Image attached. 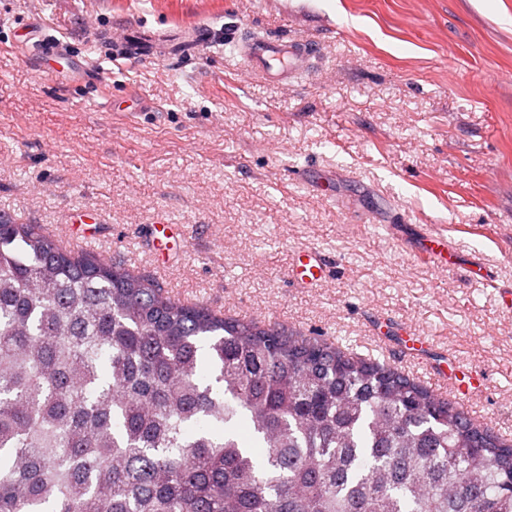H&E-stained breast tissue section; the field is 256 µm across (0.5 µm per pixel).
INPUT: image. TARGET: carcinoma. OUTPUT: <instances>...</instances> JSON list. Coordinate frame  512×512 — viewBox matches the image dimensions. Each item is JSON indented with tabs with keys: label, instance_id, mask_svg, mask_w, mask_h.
<instances>
[{
	"label": "carcinoma",
	"instance_id": "1",
	"mask_svg": "<svg viewBox=\"0 0 512 512\" xmlns=\"http://www.w3.org/2000/svg\"><path fill=\"white\" fill-rule=\"evenodd\" d=\"M0 512H512V440L0 221Z\"/></svg>",
	"mask_w": 512,
	"mask_h": 512
}]
</instances>
